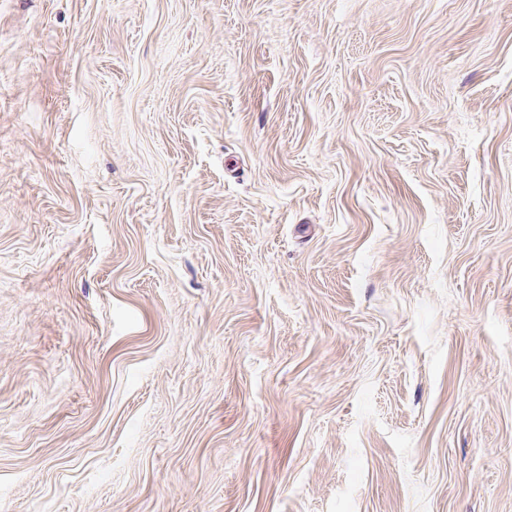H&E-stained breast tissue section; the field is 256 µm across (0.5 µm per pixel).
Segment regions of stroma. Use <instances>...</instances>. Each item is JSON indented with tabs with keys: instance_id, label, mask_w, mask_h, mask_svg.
<instances>
[{
	"instance_id": "obj_1",
	"label": "stroma",
	"mask_w": 512,
	"mask_h": 512,
	"mask_svg": "<svg viewBox=\"0 0 512 512\" xmlns=\"http://www.w3.org/2000/svg\"><path fill=\"white\" fill-rule=\"evenodd\" d=\"M0 512H512V0H0Z\"/></svg>"
}]
</instances>
